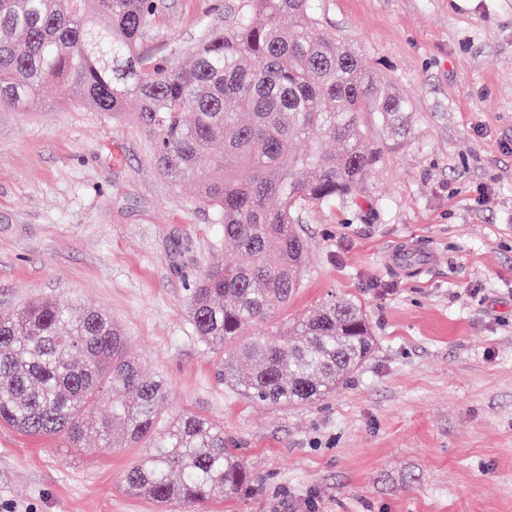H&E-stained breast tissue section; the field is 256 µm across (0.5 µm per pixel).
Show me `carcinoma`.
<instances>
[{
	"mask_svg": "<svg viewBox=\"0 0 512 512\" xmlns=\"http://www.w3.org/2000/svg\"><path fill=\"white\" fill-rule=\"evenodd\" d=\"M164 0H0V108L56 85L112 118L134 115L166 176L187 181L245 255L210 262L189 293L190 333L224 350L217 377L252 400L309 403L350 382L372 351L365 304L329 295L265 336L301 287L300 217L355 195L379 161L371 113L397 145L409 100L324 32L312 0H238L185 62L153 59L140 40ZM250 362L243 370L241 360ZM167 386L143 373L112 318L69 300L35 299L0 315V423L82 449L149 452L125 489L191 509L246 488L224 428L184 414L162 426Z\"/></svg>",
	"mask_w": 512,
	"mask_h": 512,
	"instance_id": "1",
	"label": "carcinoma"
}]
</instances>
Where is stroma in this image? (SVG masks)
<instances>
[{"label": "stroma", "instance_id": "stroma-1", "mask_svg": "<svg viewBox=\"0 0 512 512\" xmlns=\"http://www.w3.org/2000/svg\"><path fill=\"white\" fill-rule=\"evenodd\" d=\"M233 0H165L142 37L186 58ZM327 32L412 104L353 202L309 208L288 321L329 291L363 298L374 353L346 386L294 407L216 379L191 335L189 287L240 261L219 225L154 165L151 137L44 89L0 110V310L63 297L105 310L163 420L224 428L247 488L194 512H512V0H326ZM418 255L408 266L405 254ZM140 448L81 452L0 425V512H165L123 488Z\"/></svg>", "mask_w": 512, "mask_h": 512}]
</instances>
